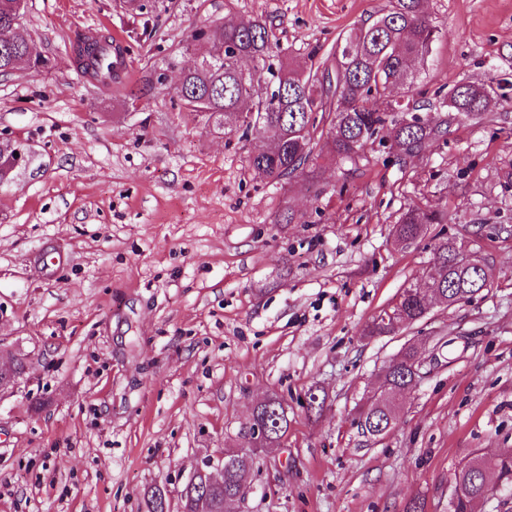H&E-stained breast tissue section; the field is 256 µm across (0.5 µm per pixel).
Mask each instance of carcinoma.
<instances>
[{"mask_svg":"<svg viewBox=\"0 0 512 512\" xmlns=\"http://www.w3.org/2000/svg\"><path fill=\"white\" fill-rule=\"evenodd\" d=\"M19 0H0V72L10 71L14 59L24 54L29 39L16 21ZM439 30L424 10V0H388L384 12L372 23L364 24L336 39L331 63L292 65L273 60L280 47L271 28L262 19L220 18L214 26H202L191 35L192 41L209 43L207 53L186 71L174 98L180 107L202 114L217 130L232 124L253 136L255 146L250 165L264 173L272 183L288 182L305 173L317 176L318 157L311 146V131L321 129L327 154L343 161L357 162L366 146L391 141L397 157L432 150L447 133V121L421 115L425 107L410 95L417 79L411 63L425 64L438 40ZM439 107L455 113L471 106L480 108L471 119L488 118L489 98L502 94L486 83L462 80L447 93L437 92ZM447 215L417 206L404 211L396 231L409 242L417 240L430 224H443ZM436 275L426 284L437 297L457 301L483 288L488 269L469 264L463 244L448 239L438 244L433 254ZM416 354L406 352L385 371V381L397 388L411 382ZM279 402L262 403L257 416L266 420L270 432L282 438L288 432V416L280 412ZM387 399L371 401L358 417L357 426L365 436L371 427L388 420ZM512 450L491 458L474 455L454 472L453 486L461 487L457 504L449 512H472L482 499L481 472L495 468L504 484H512ZM237 465L224 471V480L199 475L181 492L182 512H198L207 502L216 512L237 495L250 469L244 456L229 455ZM148 512H167L166 490L156 486L147 499Z\"/></svg>","mask_w":512,"mask_h":512,"instance_id":"obj_1","label":"carcinoma"}]
</instances>
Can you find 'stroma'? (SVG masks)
I'll return each instance as SVG.
<instances>
[{
	"instance_id": "obj_1",
	"label": "stroma",
	"mask_w": 512,
	"mask_h": 512,
	"mask_svg": "<svg viewBox=\"0 0 512 512\" xmlns=\"http://www.w3.org/2000/svg\"><path fill=\"white\" fill-rule=\"evenodd\" d=\"M386 4L27 0L34 62L0 74V139L21 153L0 181V346L27 358L0 398V512H147L156 486L181 512L195 470L242 450L272 394L288 436L257 449L230 512H448L459 464L512 448V0H425L442 34L415 99L493 81L494 119H452L401 160L378 145L354 165L320 159L313 190L273 186L249 140L172 99L205 52L191 34L213 20H266L302 65ZM87 30L123 33L127 81L78 75L71 42ZM411 205L448 221L405 245L392 229ZM449 238L482 257L490 286L366 336ZM48 246L64 255L50 268L32 258ZM410 349L423 378L391 431L364 438L360 407Z\"/></svg>"
}]
</instances>
